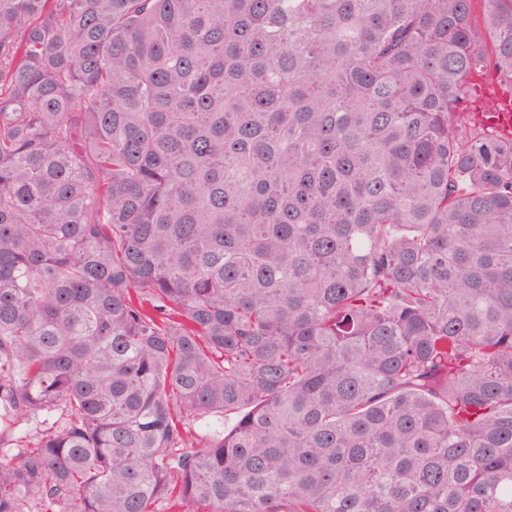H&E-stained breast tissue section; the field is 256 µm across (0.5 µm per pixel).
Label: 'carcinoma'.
Wrapping results in <instances>:
<instances>
[{"mask_svg":"<svg viewBox=\"0 0 512 512\" xmlns=\"http://www.w3.org/2000/svg\"><path fill=\"white\" fill-rule=\"evenodd\" d=\"M489 77L512 0H0V512H512ZM51 420L49 423H41L28 419L27 417H17L14 419L12 424V433L14 440H27L33 438L37 435V432L41 430H45L50 426Z\"/></svg>","mask_w":512,"mask_h":512,"instance_id":"1","label":"carcinoma"}]
</instances>
